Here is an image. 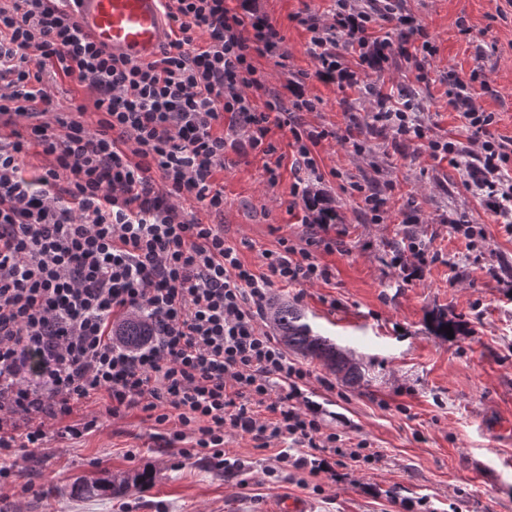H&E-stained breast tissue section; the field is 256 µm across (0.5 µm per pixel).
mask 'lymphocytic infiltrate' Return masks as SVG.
<instances>
[{
	"mask_svg": "<svg viewBox=\"0 0 512 512\" xmlns=\"http://www.w3.org/2000/svg\"><path fill=\"white\" fill-rule=\"evenodd\" d=\"M164 10L166 44L134 61L91 41L69 0H0V449L31 458L49 441L81 438L97 421L73 420L76 405L103 397L115 418L138 409L159 424L177 420L187 459L223 460L225 436L237 434L260 448L300 447L276 459L313 476L334 474L335 456L379 460L367 442L339 446L317 411L299 407L311 372L260 324L278 284L330 281L317 253L345 249L330 220L306 219L301 244L279 238L257 274L223 225L182 205L223 213L215 175L228 129L272 155L271 128H288L298 165L316 172L312 149L325 134L293 115L313 103L294 82L287 94L270 90L254 64L286 59L285 37L252 0H166ZM382 21L394 33L376 35ZM301 23L316 78L341 87L364 84L392 55L409 57L410 41L436 52L402 0H336L329 23ZM48 74L77 81L92 107L54 111ZM478 78L447 77L467 141L427 140L411 105L374 89L373 117L395 138L426 141L431 155L476 156L464 181L512 234V138L496 136L493 113L477 107ZM34 148L49 164L29 179L22 167ZM131 316L153 325L135 351L112 334L114 320Z\"/></svg>",
	"mask_w": 512,
	"mask_h": 512,
	"instance_id": "obj_1",
	"label": "lymphocytic infiltrate"
}]
</instances>
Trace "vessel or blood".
Here are the masks:
<instances>
[{
	"label": "vessel or blood",
	"instance_id": "vessel-or-blood-1",
	"mask_svg": "<svg viewBox=\"0 0 512 512\" xmlns=\"http://www.w3.org/2000/svg\"><path fill=\"white\" fill-rule=\"evenodd\" d=\"M163 0H77L75 17L90 38L114 54L152 59L167 40Z\"/></svg>",
	"mask_w": 512,
	"mask_h": 512
}]
</instances>
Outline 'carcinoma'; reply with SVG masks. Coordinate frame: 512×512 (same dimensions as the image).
I'll list each match as a JSON object with an SVG mask.
<instances>
[{"label":"carcinoma","mask_w":512,"mask_h":512,"mask_svg":"<svg viewBox=\"0 0 512 512\" xmlns=\"http://www.w3.org/2000/svg\"><path fill=\"white\" fill-rule=\"evenodd\" d=\"M268 311L273 313V329L288 350L306 359L320 362L348 386L355 387L363 382V364L354 359H344L343 350L335 343L324 336L314 334L304 312L296 305L276 300L269 304ZM149 331V320L135 317L119 324L115 334L120 336L126 346L134 347L139 344L142 337L148 335ZM151 479V473L143 472L130 480L126 478L119 482L79 480L73 483V489L87 497H94L106 493H119L131 487L143 489L150 485Z\"/></svg>","instance_id":"obj_1"}]
</instances>
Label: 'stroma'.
I'll use <instances>...</instances> for the list:
<instances>
[{
    "label": "stroma",
    "instance_id": "1",
    "mask_svg": "<svg viewBox=\"0 0 512 512\" xmlns=\"http://www.w3.org/2000/svg\"><path fill=\"white\" fill-rule=\"evenodd\" d=\"M280 28L288 45L282 65L255 64L270 85L288 78L304 84L315 103L301 113L304 128L326 131L315 149L318 176H307L312 192L336 212L345 252H319L330 282L288 284L273 295L305 312L313 330L367 366L370 380L359 387L333 381L321 363L307 361L312 378L302 405L320 411L326 430L343 447L368 441L379 461L337 467L335 479L306 476L276 462L280 445L255 447L246 436H230L224 468L202 457L185 459L163 425L133 410L114 419L105 400L78 405L75 417L95 414L94 432L50 442L37 457L9 455L12 475L0 489V512H275L282 496L306 499L312 512H512V236L473 197L449 160L415 143H392L372 133L369 97L319 81L308 53L309 32L299 23L324 15L332 0H256ZM406 11L424 25L436 52L425 63V80L401 57H393L376 81L385 91L413 94L430 137L466 140L458 112L448 105V71L481 68L489 92L477 103L494 113L493 132L512 138V0H405ZM469 26L470 35L460 32ZM357 118L360 148L345 143L350 118ZM270 141L285 159L276 184L264 173L266 156L227 151L216 176L224 188V233L241 260L262 272L261 253L281 236L302 232V201L294 197L295 150L288 130L272 128ZM393 184L382 221L371 222L352 184ZM417 224L406 226V212ZM485 230L477 250L455 234L456 214ZM429 244L439 259L421 279L404 282L390 267V244L406 232ZM499 268L490 277L487 266ZM445 312L466 323L463 335L445 339L428 326ZM151 488L109 498L72 493L77 477L119 480L141 471Z\"/></svg>",
    "mask_w": 512,
    "mask_h": 512
}]
</instances>
